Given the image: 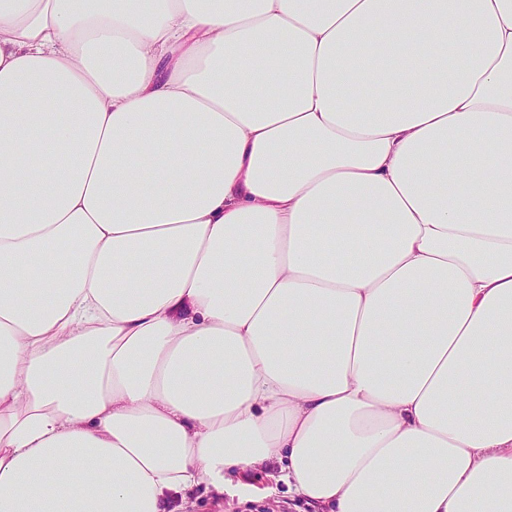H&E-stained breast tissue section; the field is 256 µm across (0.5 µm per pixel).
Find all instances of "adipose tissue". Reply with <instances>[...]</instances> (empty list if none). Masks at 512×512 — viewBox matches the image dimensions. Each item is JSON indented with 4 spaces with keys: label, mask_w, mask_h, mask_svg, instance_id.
<instances>
[{
    "label": "adipose tissue",
    "mask_w": 512,
    "mask_h": 512,
    "mask_svg": "<svg viewBox=\"0 0 512 512\" xmlns=\"http://www.w3.org/2000/svg\"><path fill=\"white\" fill-rule=\"evenodd\" d=\"M512 512V0H0V512ZM278 466L265 464L257 469L225 474L224 495L205 487H196L184 493L194 512H311L297 495L288 490L283 482L276 484ZM274 487L272 495H266V487Z\"/></svg>",
    "instance_id": "1"
}]
</instances>
